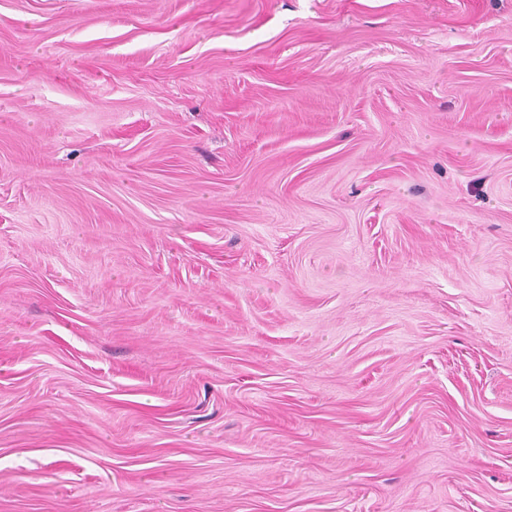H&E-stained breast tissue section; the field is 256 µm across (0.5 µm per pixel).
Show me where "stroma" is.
Instances as JSON below:
<instances>
[{
  "label": "stroma",
  "instance_id": "stroma-1",
  "mask_svg": "<svg viewBox=\"0 0 512 512\" xmlns=\"http://www.w3.org/2000/svg\"><path fill=\"white\" fill-rule=\"evenodd\" d=\"M0 512H512V0H0Z\"/></svg>",
  "mask_w": 512,
  "mask_h": 512
}]
</instances>
